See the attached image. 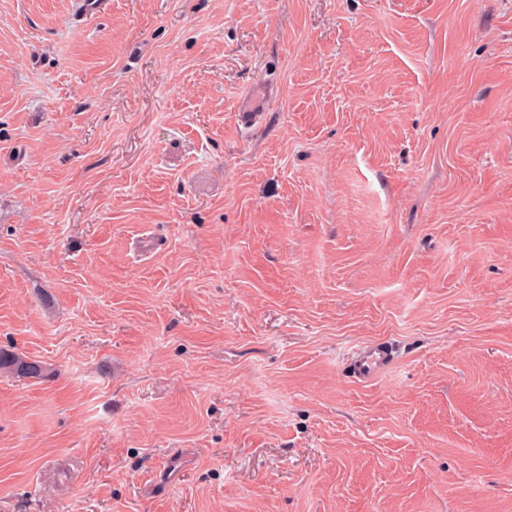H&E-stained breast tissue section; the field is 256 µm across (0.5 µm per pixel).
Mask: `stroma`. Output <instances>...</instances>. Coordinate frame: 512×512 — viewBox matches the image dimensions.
Listing matches in <instances>:
<instances>
[{
  "label": "stroma",
  "instance_id": "obj_1",
  "mask_svg": "<svg viewBox=\"0 0 512 512\" xmlns=\"http://www.w3.org/2000/svg\"><path fill=\"white\" fill-rule=\"evenodd\" d=\"M0 349V512H512V0H0ZM387 354L375 346H363L356 353L353 371L362 381L378 377L387 366ZM13 351L0 350V371L17 376L40 378L44 368L38 362H30Z\"/></svg>",
  "mask_w": 512,
  "mask_h": 512
}]
</instances>
